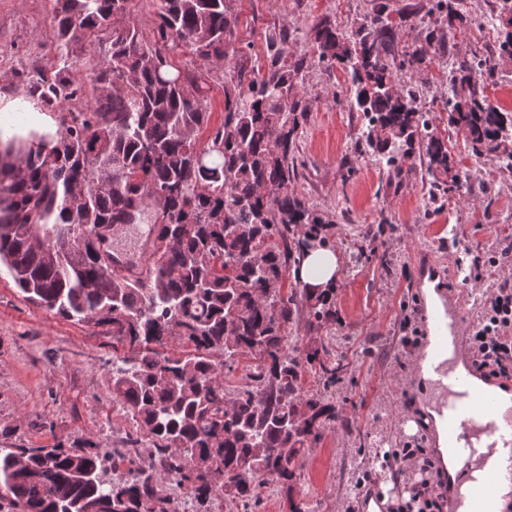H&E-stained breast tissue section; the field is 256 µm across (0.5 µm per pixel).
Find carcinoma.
<instances>
[{
    "label": "carcinoma",
    "mask_w": 512,
    "mask_h": 512,
    "mask_svg": "<svg viewBox=\"0 0 512 512\" xmlns=\"http://www.w3.org/2000/svg\"><path fill=\"white\" fill-rule=\"evenodd\" d=\"M51 2L55 67L0 75L58 125L50 142L0 153V265L32 303L112 326L129 349L112 396L187 495L256 500L269 481L292 480L304 449L338 418L321 394L300 395L302 369H314L327 388L349 368L323 344L300 357L285 332L294 295H282L284 276L309 243L328 244L307 200L288 193L307 112L297 91L305 59L288 63V34L270 37L264 63L231 77L224 124L201 147L208 83L173 56L185 50L194 62L224 67L238 23L231 0H153L147 32L131 20L132 0ZM431 2L442 21L423 41L437 51L462 16L459 0ZM498 11L508 29L496 49L460 59L449 73L446 112L474 155L512 168V114L485 96L499 59L512 56V0H500ZM91 34L106 49L85 70L76 45ZM314 43L319 59L351 76L364 152L395 167L400 151L421 141L434 191L457 184L447 143L431 135L404 85L385 7L363 16L349 37L316 25ZM77 182L87 191L80 200ZM153 203L158 253L148 280H131L105 263L93 231L137 224ZM305 296L309 325L332 315L328 294ZM172 339L191 343V354L158 351ZM242 355L253 371L229 390L224 371ZM109 461L91 441L74 450L0 448V512H173L150 479H108Z\"/></svg>",
    "instance_id": "1"
}]
</instances>
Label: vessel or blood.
Listing matches in <instances>:
<instances>
[{"instance_id":"obj_1","label":"vessel or blood","mask_w":512,"mask_h":512,"mask_svg":"<svg viewBox=\"0 0 512 512\" xmlns=\"http://www.w3.org/2000/svg\"><path fill=\"white\" fill-rule=\"evenodd\" d=\"M155 248L153 234L143 235L138 260L117 254L109 264L122 275L146 278ZM439 297L443 311L435 316L413 370L424 381L426 394L436 398L450 451V463L441 467L448 512H492L500 472H512V425L496 423L498 394L484 392L474 382L467 294L443 288Z\"/></svg>"}]
</instances>
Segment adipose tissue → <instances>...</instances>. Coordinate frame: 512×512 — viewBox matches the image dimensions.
Returning a JSON list of instances; mask_svg holds the SVG:
<instances>
[{"label":"adipose tissue","instance_id":"1","mask_svg":"<svg viewBox=\"0 0 512 512\" xmlns=\"http://www.w3.org/2000/svg\"><path fill=\"white\" fill-rule=\"evenodd\" d=\"M57 123L52 114L42 110L39 102L21 91L0 93V140L29 139L37 134L54 139ZM342 266L340 254L333 248H317L294 265L293 277L303 288L321 291L333 287Z\"/></svg>","mask_w":512,"mask_h":512}]
</instances>
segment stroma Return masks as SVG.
I'll list each match as a JSON object with an SVG mask.
<instances>
[{"mask_svg":"<svg viewBox=\"0 0 512 512\" xmlns=\"http://www.w3.org/2000/svg\"><path fill=\"white\" fill-rule=\"evenodd\" d=\"M386 5L396 25L399 50H406L441 19L428 0H232L238 40L250 43L251 57L228 53L223 69L208 72V126L200 143L224 122V89L236 63L252 67L263 56L268 35L287 30L289 59L305 58L300 93L307 116L296 135L298 177L291 193L305 197L320 216L325 234L342 256L331 296L332 316L310 327V304L293 276L283 293L293 294L297 316L287 329L299 352L324 342L350 364L348 376L324 388L313 370H305L302 394L324 393L341 423L329 424L318 443L307 448L290 485L271 483L260 502L231 503L217 496L190 512H289L290 500L314 504V512H343L358 495L375 447L399 448L413 432L403 415L422 413L428 403L411 365L415 350L403 349L405 308L414 328L425 296L420 278L433 265L452 287L479 295L478 283L457 276L459 260H472L512 242V169L504 162L476 157L463 131L448 127L444 104L452 91L448 73L464 57L485 54L504 23L494 0H464L463 20L449 31L445 46L424 60L405 63L403 79L427 111L434 133L449 139L452 165L461 190L431 199L427 158L422 145L401 156L398 171L376 157L359 154L361 119L346 95V74L319 60L313 28L325 22L351 34L360 19ZM47 0H0V72L41 57L54 43ZM495 178H488V170ZM127 353L109 326L67 320L25 300L12 276L0 269V448L62 446L84 441L119 456L113 481L130 478L150 463L145 448L126 452L140 430L127 410L112 398V367Z\"/></svg>","mask_w":512,"mask_h":512,"instance_id":"stroma-1","label":"stroma"}]
</instances>
